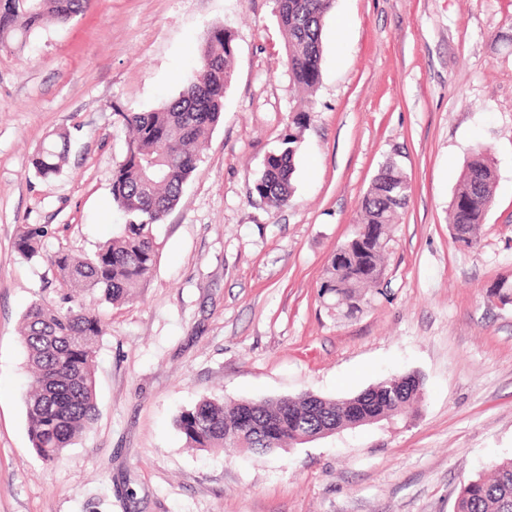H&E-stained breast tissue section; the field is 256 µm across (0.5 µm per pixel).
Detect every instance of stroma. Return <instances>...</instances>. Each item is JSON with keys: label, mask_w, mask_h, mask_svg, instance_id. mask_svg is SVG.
<instances>
[{"label": "stroma", "mask_w": 512, "mask_h": 512, "mask_svg": "<svg viewBox=\"0 0 512 512\" xmlns=\"http://www.w3.org/2000/svg\"><path fill=\"white\" fill-rule=\"evenodd\" d=\"M215 24L236 46L223 117L157 229L152 276L98 306L99 416L46 465L28 438L21 317L63 307L57 252H91L123 222L122 115L178 96ZM322 39L308 102L274 0H89L0 50V512H454L464 479L512 456V305L489 295L512 283V0H335ZM55 132L69 152L44 180L32 158ZM292 133L293 193L275 209L254 184ZM480 145L497 180L470 253L448 210ZM391 161L410 198L348 316L320 283ZM25 224L48 227L32 262L15 249ZM407 373L423 380L412 419L262 456L186 447L176 426L203 398L342 400Z\"/></svg>", "instance_id": "stroma-1"}]
</instances>
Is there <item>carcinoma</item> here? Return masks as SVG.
I'll use <instances>...</instances> for the list:
<instances>
[{
  "instance_id": "carcinoma-1",
  "label": "carcinoma",
  "mask_w": 512,
  "mask_h": 512,
  "mask_svg": "<svg viewBox=\"0 0 512 512\" xmlns=\"http://www.w3.org/2000/svg\"><path fill=\"white\" fill-rule=\"evenodd\" d=\"M88 0H0V48L21 45L47 19L65 24L81 14ZM279 25L287 36V62L295 86L312 94L321 76L323 21L332 0H275ZM233 34L211 26L200 46L196 75L178 96L161 107L122 114L129 129L126 153L112 174V203L130 217L112 238L90 253L57 254V275L66 300L90 296L102 304L134 299L151 277L159 243L156 227L180 199L197 167L192 146L208 138L224 112L232 81ZM292 134L269 155L254 190L274 208L288 204L295 172ZM67 136L54 133L33 156L36 175L50 179L62 169ZM496 169L488 148L467 160L450 205V230L466 251L478 246V230L492 202ZM411 186L393 164L383 167L360 202L361 224L336 249L321 283L336 296V307L358 309L363 289L380 281L391 224L409 199ZM46 226L24 224L15 242L27 261L40 257ZM104 333L95 309L85 305L51 310L35 301L21 319L20 336L31 376L25 409L31 448L48 465L89 428L99 414L94 358ZM423 381L415 373L386 378L358 395L333 401L314 395L225 403L204 398L183 411L178 428L190 448H282L301 444L325 428L356 427L418 413ZM455 512H512V458L492 466L488 478L463 482Z\"/></svg>"
}]
</instances>
